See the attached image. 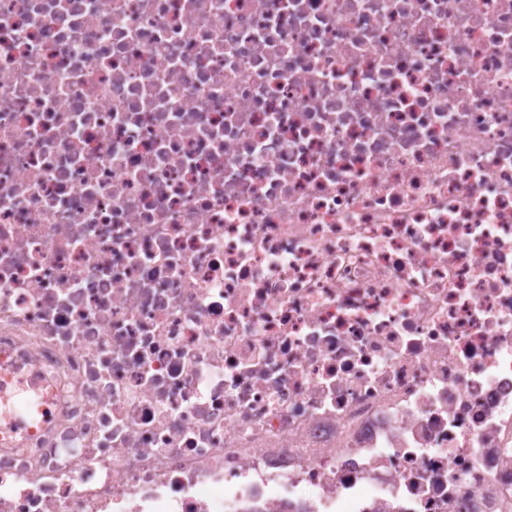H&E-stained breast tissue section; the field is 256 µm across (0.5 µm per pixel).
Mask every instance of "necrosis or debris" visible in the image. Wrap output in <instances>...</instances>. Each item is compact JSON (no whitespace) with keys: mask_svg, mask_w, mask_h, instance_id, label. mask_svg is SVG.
<instances>
[{"mask_svg":"<svg viewBox=\"0 0 512 512\" xmlns=\"http://www.w3.org/2000/svg\"><path fill=\"white\" fill-rule=\"evenodd\" d=\"M0 512H512V0H0ZM37 384L38 378L34 374L23 368H17L9 380L1 381L0 393L5 396L18 390L34 389Z\"/></svg>","mask_w":512,"mask_h":512,"instance_id":"4bbe7bcc","label":"necrosis or debris"}]
</instances>
